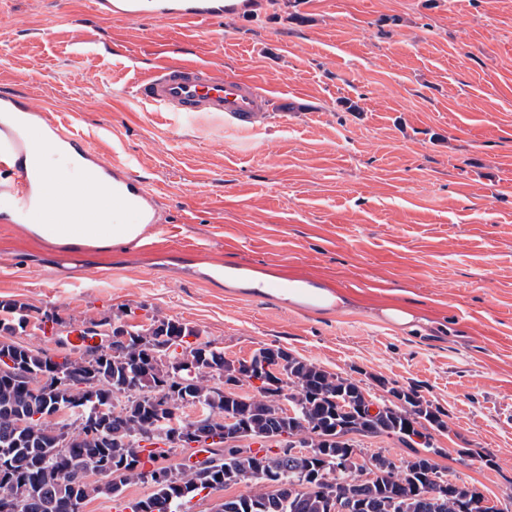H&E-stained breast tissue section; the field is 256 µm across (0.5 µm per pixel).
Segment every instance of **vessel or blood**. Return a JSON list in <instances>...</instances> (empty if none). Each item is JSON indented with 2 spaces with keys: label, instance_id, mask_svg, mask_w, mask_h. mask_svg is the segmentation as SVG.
Returning a JSON list of instances; mask_svg holds the SVG:
<instances>
[{
  "label": "vessel or blood",
  "instance_id": "b4317fda",
  "mask_svg": "<svg viewBox=\"0 0 512 512\" xmlns=\"http://www.w3.org/2000/svg\"><path fill=\"white\" fill-rule=\"evenodd\" d=\"M270 0H88L90 12L101 20H157L195 30L224 17L242 15ZM135 99L183 117L220 113L240 127L263 123L269 99L243 78H227L198 62L162 63L133 88ZM82 163L81 179L49 169L33 178L28 162L48 135ZM121 224H156L158 197L128 166L104 160L88 141L63 129L34 95L0 91V222L6 224H100L105 213ZM299 279L252 281L248 293L264 299L291 288Z\"/></svg>",
  "mask_w": 512,
  "mask_h": 512
}]
</instances>
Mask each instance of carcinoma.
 I'll use <instances>...</instances> for the list:
<instances>
[{
    "label": "carcinoma",
    "instance_id": "1",
    "mask_svg": "<svg viewBox=\"0 0 512 512\" xmlns=\"http://www.w3.org/2000/svg\"><path fill=\"white\" fill-rule=\"evenodd\" d=\"M31 308L16 301H0V337L12 336L30 323ZM136 340L124 356L114 354H82L83 363L70 359L61 363L62 375L52 377L47 386L18 381L12 371L0 368V500L23 503L22 512H74L93 493L119 495L131 483L146 482L147 469L173 448L154 450L143 457V432L148 425L159 433L168 425L161 419L186 406H202L219 417L238 413V403L218 388L208 385L214 374L233 377L238 368L224 358V351L210 342L192 345L188 337H199L194 329L169 320L165 328L131 327ZM172 344L171 362L151 363L144 358V348ZM9 357L20 368L37 375L47 370L46 354L12 342L0 340V359ZM79 373L89 385L80 388L67 381L68 375ZM284 385L293 386L289 399L294 409L292 418H279L283 391H259L249 397L247 424L250 436L270 439L281 430L290 436L303 437L309 448L301 458L289 459L280 449L266 446L256 451L227 449L217 458L210 478L219 488L230 484L262 483L258 469L278 476L273 490L251 491L224 500V512H458L457 504L474 494L467 486L446 478L431 455L438 450L424 447L399 464L377 455L372 458L370 482L359 480L361 470L352 461L356 455L353 438L335 433L337 439H326L327 428L343 420L359 436L394 435L405 425L428 424L444 427L440 411L424 401L417 391L408 389L397 394L390 388L391 398L372 397L355 380L330 373L323 368L288 356L282 368ZM169 384L163 407L149 409L146 394L158 383ZM135 387L139 395L128 389ZM125 395L118 410L105 420L100 433L75 425L87 417L92 407ZM377 404L376 412L368 406ZM337 460L328 473L326 484L312 485L310 475L321 461L319 453ZM95 459L105 464L129 460L119 481L93 484L64 469L65 454ZM172 478L165 484L153 485L149 498L157 512H183L187 502L201 493L198 472L181 463L172 468Z\"/></svg>",
    "mask_w": 512,
    "mask_h": 512
}]
</instances>
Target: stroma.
Here are the masks:
<instances>
[{"label": "stroma", "instance_id": "35a3bbf8", "mask_svg": "<svg viewBox=\"0 0 512 512\" xmlns=\"http://www.w3.org/2000/svg\"><path fill=\"white\" fill-rule=\"evenodd\" d=\"M163 59L252 79L263 125L134 99ZM2 87L134 160L164 222L143 249L0 223V300L68 322L173 320L230 360L280 347L378 398L415 389L445 423L442 473L512 512V0H278L192 34L101 21L87 0H0ZM233 264L346 304L244 295L215 274ZM387 306L420 328L395 329ZM379 312L386 321L393 324L401 331H411L415 329L417 322L415 315L404 308L388 306L381 308Z\"/></svg>", "mask_w": 512, "mask_h": 512}]
</instances>
